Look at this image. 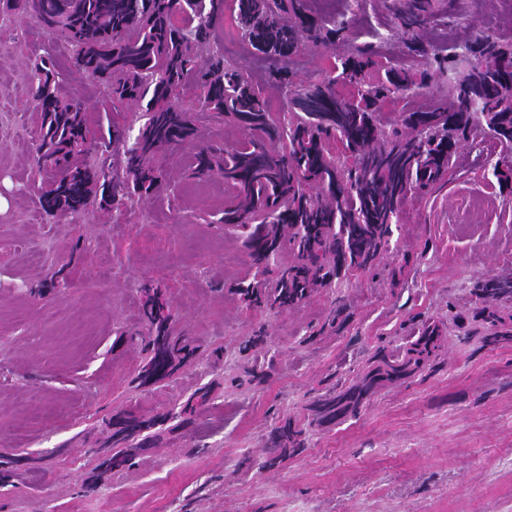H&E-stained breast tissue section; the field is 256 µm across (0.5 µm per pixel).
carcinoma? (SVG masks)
Listing matches in <instances>:
<instances>
[{
	"mask_svg": "<svg viewBox=\"0 0 512 512\" xmlns=\"http://www.w3.org/2000/svg\"><path fill=\"white\" fill-rule=\"evenodd\" d=\"M234 23L257 54L277 62L275 86L283 112L271 110L250 76L214 39L227 0H0L27 15L74 50L75 66L105 85L112 111L128 102L139 114L112 122L109 138L91 135L83 104L64 100L52 61L32 70L33 99L41 127L57 136L33 143L38 167L53 171L39 196L44 213L77 211L89 195L115 215L137 198L167 190L160 157L197 134L199 115L230 122L245 136L232 146L201 144L190 169L198 180L224 179L230 198L222 224L241 231L257 274L232 283L249 309L294 307L319 288L369 273L388 250L392 225L404 208L449 174L461 144L488 130L502 148L494 175L512 194V43L479 31L443 51L425 38L433 0H389L398 40L420 63L416 70L383 65L370 46H352L308 85L294 81L299 53L342 39L347 20L309 14L306 0H234ZM200 95L191 105L180 97L190 78ZM341 83L356 90L351 101L336 94ZM434 88L433 107L400 112L392 122L383 108L398 96ZM138 134L131 136L133 123ZM288 251L291 261L271 268ZM477 314L495 324L498 304L512 301V273L476 283ZM143 332L122 331L115 343L140 342L144 364L138 385L153 387L196 358V340L155 306L142 310ZM442 329L424 324L405 344L377 348L373 361L352 382L312 398L304 423L286 424L267 437L269 456L279 459L305 447L308 430L356 416L385 384H400L431 368ZM168 412L147 419L130 406L102 420L94 440L101 465H123L193 420Z\"/></svg>",
	"mask_w": 512,
	"mask_h": 512,
	"instance_id": "1",
	"label": "carcinoma"
}]
</instances>
